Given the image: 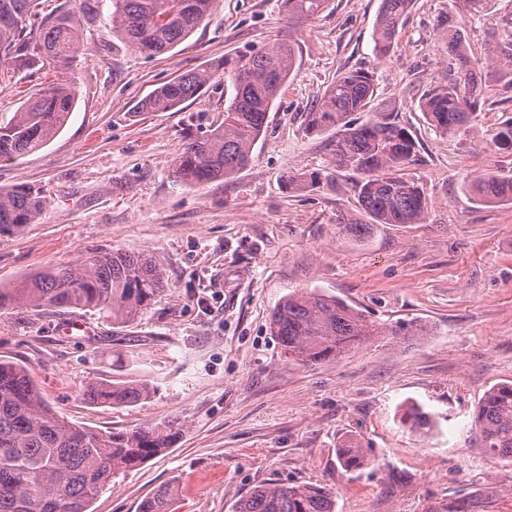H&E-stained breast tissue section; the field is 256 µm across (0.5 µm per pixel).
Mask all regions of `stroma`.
<instances>
[{"instance_id": "obj_1", "label": "stroma", "mask_w": 512, "mask_h": 512, "mask_svg": "<svg viewBox=\"0 0 512 512\" xmlns=\"http://www.w3.org/2000/svg\"><path fill=\"white\" fill-rule=\"evenodd\" d=\"M69 2L80 49L68 68L16 69L0 83V122L48 83L65 80L77 102L42 149L0 160V186L43 188L37 223L0 238V285L77 261L90 248L149 251L165 285L136 323L118 327L79 309L0 310V357L28 366L46 402L102 432L171 424L166 453L113 475L93 512H137L173 489V512H233L255 487L307 484L336 492V512H512V460L478 450L475 411L494 385L512 382V204L470 191L490 173L512 175V150L494 136L512 120V77H489L488 99L454 138L428 125L419 101L452 77L442 15L461 21L472 58L495 42L512 0H415L392 52L373 51L380 0H331L289 27L280 0H217L208 19L171 51L149 57L110 31L112 0ZM294 38L297 71L283 87L249 164L201 186L176 179L186 134L224 121L228 98L207 85L174 112H141L176 76L215 70L225 55ZM374 76L367 111L409 129L417 154L406 177L428 207L418 224H377L357 240L339 216L358 211L346 173L329 170L328 135L307 133V112L342 71ZM322 173L302 192L288 173ZM314 292L386 327L421 324L418 336H381L336 361L288 362L269 316L292 292ZM95 380L150 381V398L96 407L80 397ZM435 419L430 434L403 424L408 402ZM360 449L344 468L339 453Z\"/></svg>"}]
</instances>
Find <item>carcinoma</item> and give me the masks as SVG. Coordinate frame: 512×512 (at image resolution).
<instances>
[{"mask_svg":"<svg viewBox=\"0 0 512 512\" xmlns=\"http://www.w3.org/2000/svg\"><path fill=\"white\" fill-rule=\"evenodd\" d=\"M216 0H113L112 33L135 50L153 56L184 42L205 21ZM292 21L324 12L330 0H281ZM415 0H381L374 52L391 51L399 26ZM39 0H0V80L5 65L22 66L41 59L58 67L70 64L79 49L74 13L42 17ZM448 33V54L455 79L429 90L420 110L442 137H454L476 118L484 100L487 73L469 56L464 33L453 16L441 20ZM296 49L280 40L255 53L224 56V80L233 95L224 123L201 136L185 137L174 159L182 182L203 185L227 180L250 160L273 103L295 70ZM512 70V17L503 20L501 39L486 69ZM214 74L186 72L155 88L141 103L143 112H167L197 95ZM374 93L372 76L362 70L336 75L318 104L306 115L310 133L333 132L330 165L352 172L360 215H343V230L354 237L372 224H418L427 209L423 190L402 170L417 153V142L391 112H378L362 124L349 120L363 112ZM76 105L74 90L53 83L39 91L13 118L0 123V159L41 149L66 125ZM478 198L512 203V177L487 175L472 183ZM47 205L40 188H0V238L35 223ZM159 260L149 253L112 248L86 251L76 264L60 263L35 272L11 288H0V309L33 311L80 309L97 312L114 326H129L163 290ZM270 329L288 361L304 366L332 362L378 336H417L419 326L403 323L388 329L335 298L293 293L274 308ZM155 392L147 382L87 383L81 399L90 405H133ZM403 422L416 432L434 427L419 407L404 412ZM479 447L491 458L512 459V383L488 391L475 414ZM178 431L150 424L133 431L101 433L67 421L44 400L30 370L0 358V512H67L65 505L90 512V505L112 475L132 469L172 447ZM173 491L155 490L138 512H172ZM234 512H336V495L326 488L272 485L254 488Z\"/></svg>","mask_w":512,"mask_h":512,"instance_id":"carcinoma-1","label":"carcinoma"}]
</instances>
